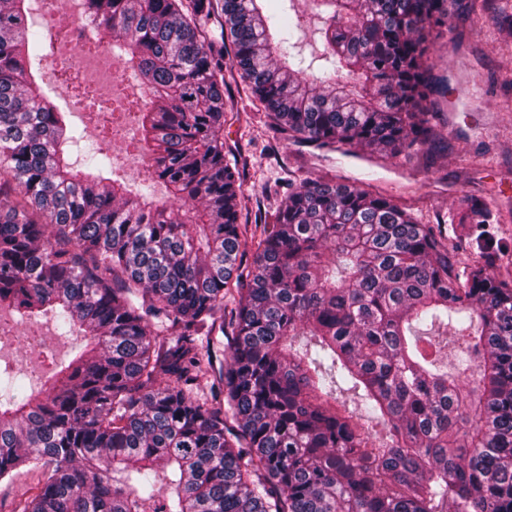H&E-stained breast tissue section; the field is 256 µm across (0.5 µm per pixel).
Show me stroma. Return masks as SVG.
I'll list each match as a JSON object with an SVG mask.
<instances>
[{
    "label": "stroma",
    "instance_id": "1",
    "mask_svg": "<svg viewBox=\"0 0 512 512\" xmlns=\"http://www.w3.org/2000/svg\"><path fill=\"white\" fill-rule=\"evenodd\" d=\"M434 72L448 92L439 96L438 129L444 147L391 159L321 153L273 140L263 107L250 94L231 87L224 111V142L247 161L243 178L246 207L240 220L263 223L288 192V175L347 182L369 179L373 192L432 224L447 218L462 196L479 199L493 213L491 236L500 247V272L512 273V0H454L448 31L438 39ZM42 85L57 92L56 104L84 130L86 143L101 146L112 168L136 185L145 184L131 144L139 131L134 109L124 110L126 134L113 136L98 117L75 109L73 93L48 68ZM75 340H60L47 318L16 324L0 357L16 363L36 383L73 355Z\"/></svg>",
    "mask_w": 512,
    "mask_h": 512
}]
</instances>
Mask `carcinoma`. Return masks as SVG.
<instances>
[{"label":"carcinoma","instance_id":"carcinoma-1","mask_svg":"<svg viewBox=\"0 0 512 512\" xmlns=\"http://www.w3.org/2000/svg\"><path fill=\"white\" fill-rule=\"evenodd\" d=\"M30 2L0 0V311L83 345L37 390L0 365V481L43 470L13 512H512V275L474 234L486 206L451 217L467 262L353 183L290 174L250 230L224 150L227 76L276 140L435 146L449 0H313L309 78L294 0H84L149 91L165 203L69 162L83 135L36 81Z\"/></svg>","mask_w":512,"mask_h":512}]
</instances>
